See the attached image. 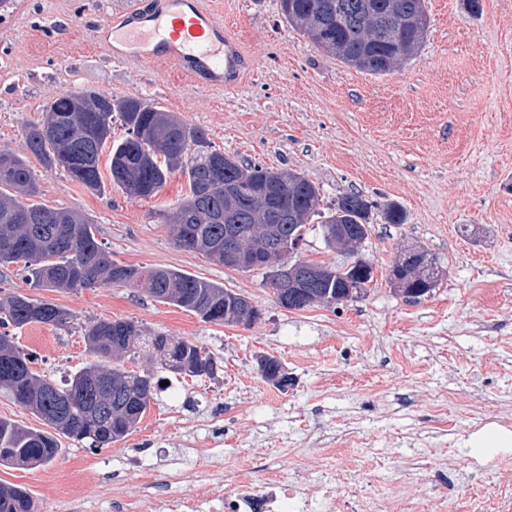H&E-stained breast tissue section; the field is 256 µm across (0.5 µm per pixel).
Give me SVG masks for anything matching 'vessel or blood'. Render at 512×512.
I'll use <instances>...</instances> for the list:
<instances>
[{
    "label": "vessel or blood",
    "mask_w": 512,
    "mask_h": 512,
    "mask_svg": "<svg viewBox=\"0 0 512 512\" xmlns=\"http://www.w3.org/2000/svg\"><path fill=\"white\" fill-rule=\"evenodd\" d=\"M113 60L130 57L174 64L197 83L235 88L253 67L235 35L200 0H152L134 6L97 30Z\"/></svg>",
    "instance_id": "1"
}]
</instances>
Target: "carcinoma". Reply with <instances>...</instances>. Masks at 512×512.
<instances>
[{"mask_svg":"<svg viewBox=\"0 0 512 512\" xmlns=\"http://www.w3.org/2000/svg\"><path fill=\"white\" fill-rule=\"evenodd\" d=\"M281 14L326 54L372 75H385L409 60L422 46L428 29L425 0H280ZM121 122L126 137L112 140V123ZM26 151L47 168L101 194L102 151L109 150L111 183L127 195L146 200L157 195L175 171L188 191L177 208L163 215L175 244L224 264V245L232 240L251 255L245 271H261L270 283L265 246L273 238L286 247L319 232L329 248L352 251L336 241V227L363 225L368 237L374 202L359 192L320 208L319 188L292 170L244 165L213 148L205 133L161 108L134 97L112 98L94 89H78L51 98L40 121L25 129ZM28 157L0 150V265L23 263L33 288L66 292L99 284L124 285L162 303L195 312L222 324L241 323L242 301L212 282L180 271L123 265L96 238L93 221L67 208L31 204L39 195ZM384 221L402 224L403 209L394 202L381 207ZM326 276L311 288L317 300H301L291 310L315 303H341V294L367 293L373 273L357 278L346 265L326 266ZM391 270L396 288L418 299L436 287L440 270L425 253L410 266L401 257ZM73 320L66 309L27 295L0 299V327L31 324L62 327ZM88 351L114 362L91 361L62 384L32 370L31 355L9 333L0 332V391L35 413L49 430H33L0 418V466L45 467L62 452L61 439L91 441L103 448L126 437L150 406L155 373L212 377L217 360L205 348L163 333L143 334L129 320H89L83 325ZM135 337L133 354L147 353L153 371L127 369L120 359L126 337ZM0 512H34L26 489L0 484Z\"/></svg>","mask_w":512,"mask_h":512,"instance_id":"1","label":"carcinoma"}]
</instances>
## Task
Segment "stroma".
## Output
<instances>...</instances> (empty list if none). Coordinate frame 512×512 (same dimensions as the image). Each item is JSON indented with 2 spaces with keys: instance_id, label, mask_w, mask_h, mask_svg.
Listing matches in <instances>:
<instances>
[{
  "instance_id": "stroma-1",
  "label": "stroma",
  "mask_w": 512,
  "mask_h": 512,
  "mask_svg": "<svg viewBox=\"0 0 512 512\" xmlns=\"http://www.w3.org/2000/svg\"><path fill=\"white\" fill-rule=\"evenodd\" d=\"M425 42L400 70L346 66L294 31L279 0H201L232 29L255 67L233 90L205 87L174 65L112 60L94 33L130 0H12L0 8V149L24 154V129L52 96L78 88L138 97L203 129L243 163L304 174L323 204L348 192L398 202L379 211L358 252L374 268L365 297L337 307H280L260 272L178 248L161 212L187 185L173 173L157 196L94 194L62 169L34 164L38 203L89 215L113 259L177 269L243 294L261 317L214 324L128 286L30 288L0 267V294L68 310L71 326L32 324L13 336L54 381L92 361L88 320H133L184 338L218 360L217 378L169 376V389L123 440H63L47 467L0 466L36 512H143L239 473L307 486L334 473L343 512L401 495L405 512H512V449L477 462L471 433L512 427V0H425ZM435 257L441 277L409 299L388 271L406 247ZM277 358L290 382L262 377ZM366 472H349V460Z\"/></svg>"
}]
</instances>
